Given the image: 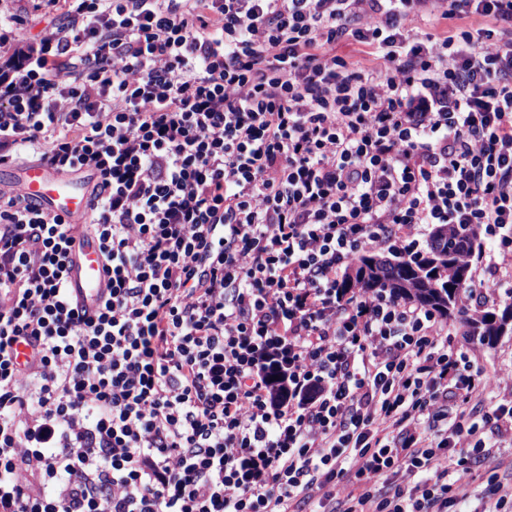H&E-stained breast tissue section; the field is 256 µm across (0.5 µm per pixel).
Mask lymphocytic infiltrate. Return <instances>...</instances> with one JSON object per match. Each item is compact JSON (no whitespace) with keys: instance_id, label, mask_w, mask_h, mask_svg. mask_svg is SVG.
I'll return each mask as SVG.
<instances>
[{"instance_id":"obj_1","label":"lymphocytic infiltrate","mask_w":512,"mask_h":512,"mask_svg":"<svg viewBox=\"0 0 512 512\" xmlns=\"http://www.w3.org/2000/svg\"><path fill=\"white\" fill-rule=\"evenodd\" d=\"M15 2L0 165L98 182L78 229L0 192V512H455L512 401L436 310L341 283L478 224L464 300L499 288L512 0H32L66 17L36 41ZM468 15L492 25L413 31ZM78 232L108 275L88 319Z\"/></svg>"}]
</instances>
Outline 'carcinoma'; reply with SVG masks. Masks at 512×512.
I'll list each match as a JSON object with an SVG mask.
<instances>
[{
  "instance_id": "obj_1",
  "label": "carcinoma",
  "mask_w": 512,
  "mask_h": 512,
  "mask_svg": "<svg viewBox=\"0 0 512 512\" xmlns=\"http://www.w3.org/2000/svg\"><path fill=\"white\" fill-rule=\"evenodd\" d=\"M481 247V230L476 224L437 226L428 249L414 256L394 260L375 254L361 256L346 275L344 287L366 292L385 288L459 321L463 335L493 345L503 335L504 327L512 330V303L501 310L486 311H468L462 306L471 280L468 255Z\"/></svg>"
}]
</instances>
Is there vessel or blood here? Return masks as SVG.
<instances>
[{"mask_svg": "<svg viewBox=\"0 0 512 512\" xmlns=\"http://www.w3.org/2000/svg\"><path fill=\"white\" fill-rule=\"evenodd\" d=\"M93 171L62 172L46 164L24 163L6 169L5 183L10 194L37 204L41 210L70 224H83L92 201ZM108 276L96 239L77 238L70 255L69 286L79 309L94 313L103 295Z\"/></svg>", "mask_w": 512, "mask_h": 512, "instance_id": "obj_1", "label": "vessel or blood"}]
</instances>
